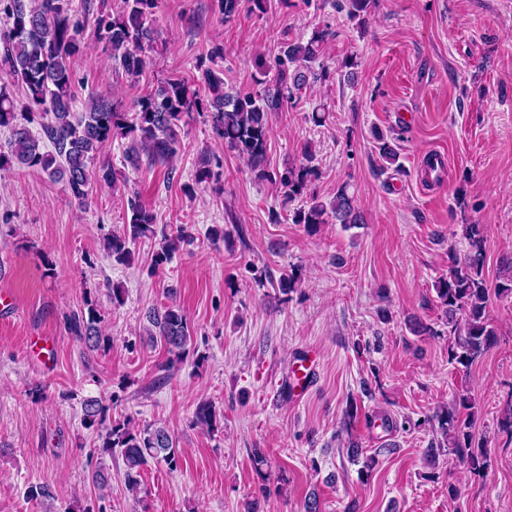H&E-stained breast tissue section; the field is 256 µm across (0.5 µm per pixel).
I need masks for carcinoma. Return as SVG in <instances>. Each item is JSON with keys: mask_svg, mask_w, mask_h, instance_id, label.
<instances>
[{"mask_svg": "<svg viewBox=\"0 0 512 512\" xmlns=\"http://www.w3.org/2000/svg\"><path fill=\"white\" fill-rule=\"evenodd\" d=\"M224 21L235 17L242 3L253 12L264 14L268 0H216ZM376 0H346L353 18L365 19ZM157 0H122L121 11L107 10L106 0H99L95 36L113 59L120 61L128 78L138 79L150 64L147 51L154 48L157 31L154 15ZM0 12L6 23L0 26V128L10 137L7 150H0V170L22 166L40 170L53 179L65 181L71 195L83 203L88 199L90 181L116 189L119 178L112 165L102 163L91 169L103 145L113 139L128 141L126 158L139 162L146 155L151 164L168 163L178 154L179 130L184 118L209 107L214 131L224 146L242 157L249 170L261 180L280 185L283 202L303 196L308 184L318 175L314 166L289 168L278 174L268 168V114L277 112L293 92L304 88L309 78H318L313 70L323 53L326 33L317 32L306 41H288L273 58L259 54L254 64L260 75L257 83L263 91L228 92L222 80L210 68L202 72L209 99L182 79H167L137 101L134 110L122 112L110 102L89 97L80 113L73 111L76 97L74 60L82 54V26L72 8V0H0ZM23 88L27 103L18 108L12 86ZM22 114H17V110ZM36 123L40 132L33 133ZM130 219L121 233H110L103 248L114 262L130 265L137 239L155 234L153 210L131 198ZM292 221L309 232L322 224H341L349 228L364 223L350 185H340L332 200L316 197L293 212ZM463 236L470 250L451 258L448 276L436 284L437 298L444 309L453 341L448 346V361L469 370L473 363L497 342V333L489 319L490 293L512 295V261L497 288H487L482 267L486 228L482 224L463 225ZM193 239L188 225L178 224L162 234L153 266L169 262L180 246ZM146 333L153 343H163L168 354L165 368L183 362L189 354L191 325L182 308L171 301L160 308L148 309ZM75 336L99 347L103 338L97 302L85 299L83 309L68 319ZM82 420L87 427L100 431L102 452H117L124 464L125 485L134 493L140 486V472L151 461L178 468L180 456L176 438L164 425L150 424L134 429L126 423H106L107 406L98 399L84 402ZM476 400L471 391L455 395L448 405L436 412L443 441L437 448L426 449L435 460L443 449L474 474L491 465L488 443L476 437ZM195 423L208 431L218 428L215 406L200 401L194 413Z\"/></svg>", "mask_w": 512, "mask_h": 512, "instance_id": "cac0c4a2", "label": "carcinoma"}]
</instances>
